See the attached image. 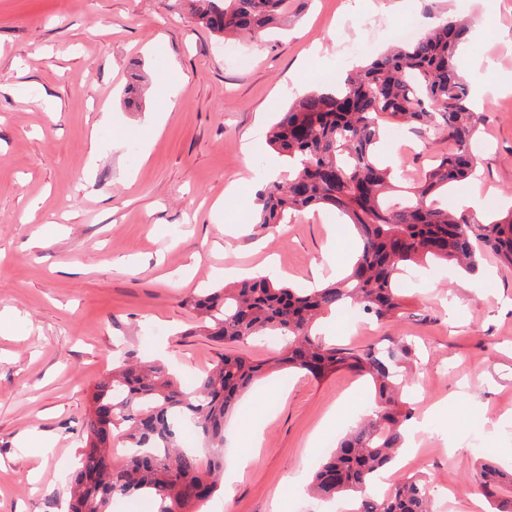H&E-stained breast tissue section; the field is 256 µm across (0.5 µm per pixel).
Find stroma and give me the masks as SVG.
<instances>
[{
  "instance_id": "obj_1",
  "label": "stroma",
  "mask_w": 512,
  "mask_h": 512,
  "mask_svg": "<svg viewBox=\"0 0 512 512\" xmlns=\"http://www.w3.org/2000/svg\"><path fill=\"white\" fill-rule=\"evenodd\" d=\"M471 17L456 64L483 105L479 186L447 197L482 218L512 206V0H296L281 33L248 43V65L178 0H0V512H64L92 394L117 351L167 363L184 387L217 359L186 298L228 268L308 288L357 250L342 216L305 211L262 229L260 170L288 161L267 132L293 99L343 78L390 44L387 24ZM142 74L148 92L128 107ZM432 137L383 139L396 171L419 172ZM394 322L327 316L326 338L415 346L408 404L432 436L399 475L428 479L448 512H474L479 455L512 463V268L487 256L470 275L411 265ZM349 371L273 373L226 426L230 459L208 512H305L304 486L371 397ZM258 448L244 472L250 428ZM43 442L31 448V432Z\"/></svg>"
}]
</instances>
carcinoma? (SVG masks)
Returning <instances> with one entry per match:
<instances>
[{"label": "carcinoma", "instance_id": "cac0c4a2", "mask_svg": "<svg viewBox=\"0 0 512 512\" xmlns=\"http://www.w3.org/2000/svg\"><path fill=\"white\" fill-rule=\"evenodd\" d=\"M181 2L210 33L237 40L278 26L294 0ZM469 27L464 18L435 16L417 41L392 44L349 70L336 89L301 95L288 107L269 143L293 161L294 173L259 190L257 224H280L310 208L334 210L350 218L362 241L360 255L346 276L320 288H291L262 276L188 299L218 348L217 361L190 391L160 363L129 356L112 368L84 422L68 512H108L116 499L146 512H201L224 473V421L265 371V364L234 347L267 332L288 338L274 365L317 379L349 370L369 377L375 388L371 413L348 428L315 472L309 495L348 499L349 508L340 512H434L428 482L420 477L385 492L374 487L398 458L412 418L403 409L402 368L415 353L413 344L345 347L323 341L315 326L319 315L348 307L380 321L400 318L394 283L412 263L444 261L472 270L493 253L512 267V210L482 222L436 203V195L477 166L473 145L481 115L454 63ZM384 121L455 144L436 152L418 177L403 178L397 200L391 199V171L375 152ZM182 419L195 427L206 455L182 446ZM473 483L487 512H512V467L483 458Z\"/></svg>", "mask_w": 512, "mask_h": 512}]
</instances>
